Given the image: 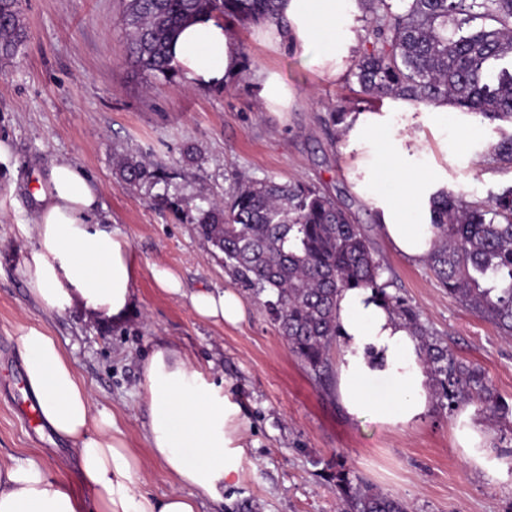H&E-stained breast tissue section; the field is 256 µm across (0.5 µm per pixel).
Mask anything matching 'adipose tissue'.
<instances>
[{"label":"adipose tissue","instance_id":"ef3b65f1","mask_svg":"<svg viewBox=\"0 0 512 512\" xmlns=\"http://www.w3.org/2000/svg\"><path fill=\"white\" fill-rule=\"evenodd\" d=\"M362 0H278L277 18L257 25L258 41L286 48L333 78L349 67L364 37ZM171 51L183 82L214 85L240 69V47L223 19L203 15L176 35ZM446 132L459 122L447 102L415 116L385 99L380 108L351 113L342 136L354 158L344 168L352 190L376 210L381 238L396 254L425 263L436 238L431 224L433 183L417 122ZM36 243L23 273L30 295L48 312L79 308L87 321L125 320L136 301L141 267L127 238L103 215L90 176L67 160L54 162L36 193ZM192 309L216 323L244 317L234 292L188 294ZM336 392L354 418L404 431L424 422L434 406V382L421 341L369 288H347L336 298ZM20 356L42 419L77 448V495L50 477L42 463L0 464V512H200V496L223 500L224 485L239 475L247 422L239 403L209 382L185 353L157 340L142 367L139 395L147 412L145 441L177 484L156 498L139 485L140 461L113 414L96 409L55 336L40 326L20 338ZM453 445L487 485L512 483V464L494 444L477 407L459 411Z\"/></svg>","mask_w":512,"mask_h":512}]
</instances>
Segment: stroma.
Returning <instances> with one entry per match:
<instances>
[{
  "label": "stroma",
  "instance_id": "stroma-1",
  "mask_svg": "<svg viewBox=\"0 0 512 512\" xmlns=\"http://www.w3.org/2000/svg\"><path fill=\"white\" fill-rule=\"evenodd\" d=\"M125 0H22L27 39L0 72V462L40 460L80 490L73 444L47 424L15 409L13 377L23 375L19 338L41 326L56 336L89 386L97 408L115 416L140 456V485L163 497L175 484L146 448V411L139 398L142 363L154 342L178 346L205 377L238 402L248 421L247 446L223 502L201 497V512H339L332 465L343 460L351 477L398 497L411 512H512V486L488 487L452 446L456 417L435 405L422 424L391 431L348 416L334 382L320 383L290 350L261 306L243 295L246 316L236 325L200 318L187 295L238 291L221 254L196 232L200 197L228 199L236 182L271 178L311 184L346 208L373 239L385 278L416 306L424 324L454 355L480 367L499 400L512 407V338L448 295L429 267L390 250L379 237L370 202L344 176L342 136L330 122L340 106L359 103L350 74L329 80L292 52L255 41L253 27L233 24L241 69L221 85L189 87L135 69L122 23ZM267 67L300 98L277 117L259 97L257 71ZM501 137L497 126L449 128L447 139L425 132L441 169L440 187L482 199L512 182V168L488 169L485 151ZM199 161L184 162L186 148ZM162 161L169 185L123 186L115 174L121 155ZM65 159L95 182L113 227L127 237L142 267L136 306L118 325L86 323L77 310L44 312L30 297L23 259L34 243V191L49 166ZM185 198L181 215L158 205L160 193ZM164 268L185 294L165 293L153 271Z\"/></svg>",
  "mask_w": 512,
  "mask_h": 512
}]
</instances>
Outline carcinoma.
<instances>
[{
    "mask_svg": "<svg viewBox=\"0 0 512 512\" xmlns=\"http://www.w3.org/2000/svg\"><path fill=\"white\" fill-rule=\"evenodd\" d=\"M369 44L354 63L363 100L386 97L429 105L441 99L481 122L512 125V0H363ZM202 14L228 22L259 23L277 16V0H127L134 66L156 78L177 75L171 43ZM19 0H0V66L26 39ZM491 162L512 167V132L491 145ZM130 187L172 178L161 162L136 156L118 161ZM437 233L427 260L437 282L478 316L512 336V184L481 200L447 190L432 196ZM201 238L223 254L224 267L263 307L291 351L319 381L329 375L336 341V296L371 288L412 325L434 377L439 400L454 409L474 398L501 419L509 409L494 396L478 366L441 345L403 297L387 292L384 267L367 230L320 190L302 183L242 181L228 202L196 207ZM344 512H410L403 500L355 481L341 464L330 474Z\"/></svg>",
    "mask_w": 512,
    "mask_h": 512,
    "instance_id": "1",
    "label": "carcinoma"
}]
</instances>
